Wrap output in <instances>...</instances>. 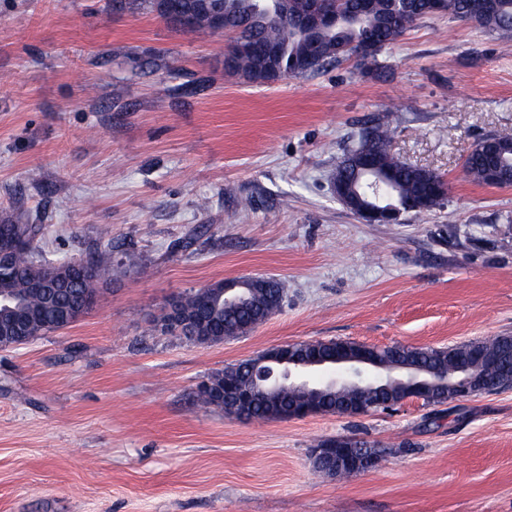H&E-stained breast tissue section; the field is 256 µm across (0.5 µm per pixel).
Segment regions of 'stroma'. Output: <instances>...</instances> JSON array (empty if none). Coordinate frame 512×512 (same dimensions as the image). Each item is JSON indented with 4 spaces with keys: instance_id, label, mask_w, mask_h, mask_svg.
Listing matches in <instances>:
<instances>
[{
    "instance_id": "1",
    "label": "stroma",
    "mask_w": 512,
    "mask_h": 512,
    "mask_svg": "<svg viewBox=\"0 0 512 512\" xmlns=\"http://www.w3.org/2000/svg\"><path fill=\"white\" fill-rule=\"evenodd\" d=\"M226 42L112 0H0V213L24 202L48 259L107 246L115 266L70 327L0 350V512H512V388L361 417L196 403L211 372L289 342L512 336V186L463 171L512 134V42L436 15L380 70L272 84L226 75ZM377 125L447 181L440 207L368 224L337 201L339 158ZM245 276L288 289L248 334L156 326L172 297ZM336 437L383 459L321 474L310 450Z\"/></svg>"
}]
</instances>
